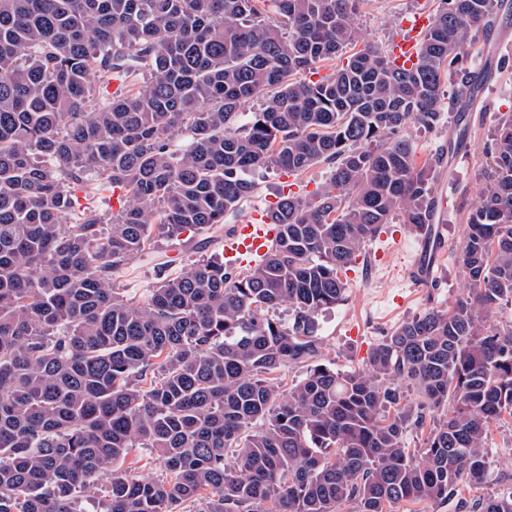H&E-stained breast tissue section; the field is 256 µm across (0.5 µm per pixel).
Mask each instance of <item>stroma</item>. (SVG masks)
<instances>
[{
    "mask_svg": "<svg viewBox=\"0 0 512 512\" xmlns=\"http://www.w3.org/2000/svg\"><path fill=\"white\" fill-rule=\"evenodd\" d=\"M437 7L438 0H364L357 16L360 41L390 51L404 33V18L418 11L431 14ZM477 95L479 100L470 114L463 141L468 159L462 164L451 165L448 155V128L458 120L457 112L449 108L456 96L452 83L442 87L441 101L446 109L438 124L427 130L408 128L419 161H435V193L445 196L452 210L445 233L448 249L445 257L436 262L432 280L424 285L415 283L408 272L419 255L421 237L398 218L384 225L381 236L369 242L346 271L344 301L319 317L323 358L337 370L361 368L370 348L394 325L428 308L448 307L465 293L467 284L456 264V254L466 217L477 204L484 182L487 164L481 148L490 136L497 114L512 112V65L496 71L493 79L483 81ZM329 175L330 168L323 163L293 180L272 171L260 174L258 187L236 216V223H244L255 210L273 206L286 188L310 192L326 182ZM193 256L187 241L161 242L152 257L139 260L122 274L127 297L141 298L159 273L176 275L182 263ZM485 457L486 480L481 484H461L462 498L474 501L512 486L511 423L492 425Z\"/></svg>",
    "mask_w": 512,
    "mask_h": 512,
    "instance_id": "stroma-1",
    "label": "stroma"
}]
</instances>
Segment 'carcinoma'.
Instances as JSON below:
<instances>
[{"mask_svg":"<svg viewBox=\"0 0 512 512\" xmlns=\"http://www.w3.org/2000/svg\"><path fill=\"white\" fill-rule=\"evenodd\" d=\"M358 2L0 0V512H389L486 480L490 425L512 418L511 113L457 252L470 291L349 372L318 316L382 225L428 233L435 167L406 130L438 123L445 79L471 102L498 3L439 0L408 70L366 45L311 79L356 42ZM321 163L328 183L270 209L258 264L201 256L123 295L155 231L217 233L256 172ZM135 448L164 474L99 487ZM458 512H512V488Z\"/></svg>","mask_w":512,"mask_h":512,"instance_id":"1","label":"carcinoma"}]
</instances>
